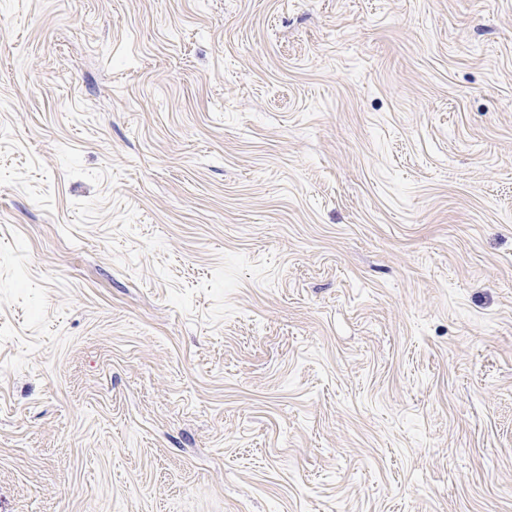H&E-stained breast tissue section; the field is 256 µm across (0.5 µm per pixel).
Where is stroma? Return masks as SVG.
I'll return each mask as SVG.
<instances>
[{
	"label": "stroma",
	"mask_w": 512,
	"mask_h": 512,
	"mask_svg": "<svg viewBox=\"0 0 512 512\" xmlns=\"http://www.w3.org/2000/svg\"><path fill=\"white\" fill-rule=\"evenodd\" d=\"M0 512H512V0H0Z\"/></svg>",
	"instance_id": "stroma-1"
}]
</instances>
